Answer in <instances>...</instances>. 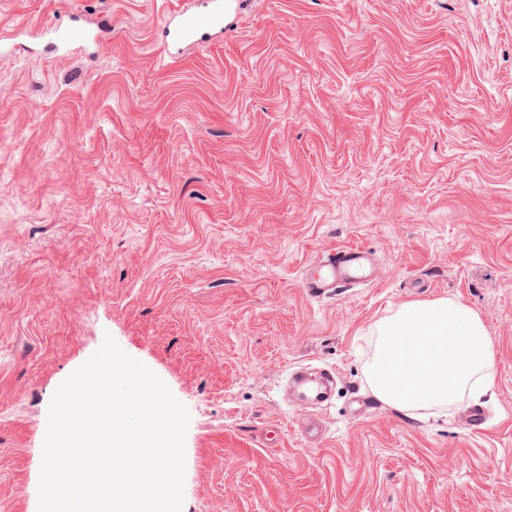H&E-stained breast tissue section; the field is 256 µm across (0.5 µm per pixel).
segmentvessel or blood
Segmentation results:
<instances>
[{"label": "vessel or blood", "instance_id": "obj_1", "mask_svg": "<svg viewBox=\"0 0 512 512\" xmlns=\"http://www.w3.org/2000/svg\"><path fill=\"white\" fill-rule=\"evenodd\" d=\"M240 10V0H198L195 11L176 9L165 19L163 34L170 58H179L184 49L223 36L227 21ZM370 264L366 250L356 247L329 253L319 262L316 276L305 279L303 286L313 296L364 278Z\"/></svg>", "mask_w": 512, "mask_h": 512}]
</instances>
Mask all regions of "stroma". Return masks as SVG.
Segmentation results:
<instances>
[{
	"mask_svg": "<svg viewBox=\"0 0 512 512\" xmlns=\"http://www.w3.org/2000/svg\"><path fill=\"white\" fill-rule=\"evenodd\" d=\"M193 4L0 0V512H38L50 401L108 335L190 413L182 512H512V0H243L169 60ZM350 247L372 279L309 296ZM441 298L493 388L385 405L376 326Z\"/></svg>",
	"mask_w": 512,
	"mask_h": 512,
	"instance_id": "obj_1",
	"label": "stroma"
}]
</instances>
